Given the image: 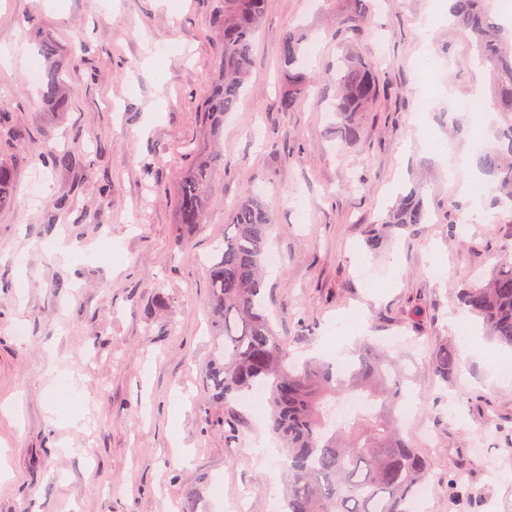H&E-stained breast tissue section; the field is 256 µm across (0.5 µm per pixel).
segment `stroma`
Returning a JSON list of instances; mask_svg holds the SVG:
<instances>
[{"label": "stroma", "instance_id": "stroma-1", "mask_svg": "<svg viewBox=\"0 0 512 512\" xmlns=\"http://www.w3.org/2000/svg\"><path fill=\"white\" fill-rule=\"evenodd\" d=\"M216 0H0V160L16 192L0 206V512H285L280 453L264 455L265 404L245 409L235 437L213 400L206 264L224 244L229 207L261 188L281 256L266 292L295 356L324 357L342 339L399 343L414 389L401 432L428 458L425 512H512V350L486 336L484 356L459 360L447 383L428 363L460 345V275L512 254V224L448 235L461 202L448 160L479 172L475 135L493 141L504 116L490 74L472 63L471 35L448 0H377L360 38L336 32L349 0H268L248 93L224 119V169L204 224L182 231L176 188L190 154L210 141L200 104L220 43ZM316 44L324 76L352 51L380 61L383 92L364 137L338 150L333 85L282 110L279 48L288 33ZM52 40L56 56L40 55ZM58 69L66 111L41 98L31 67ZM77 162L52 169L46 147ZM419 186L427 223L379 253L365 242L397 195ZM38 203H30L31 187ZM122 253L112 262L103 242ZM444 267L442 279L427 267ZM159 294L168 307L145 317ZM423 306V320L412 315ZM362 315L347 335L337 319ZM24 325L25 335L15 333ZM313 338L300 340L302 326ZM68 378L69 394L59 390ZM463 472L458 492L448 476Z\"/></svg>", "mask_w": 512, "mask_h": 512}]
</instances>
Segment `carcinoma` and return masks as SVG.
Here are the masks:
<instances>
[{
  "label": "carcinoma",
  "mask_w": 512,
  "mask_h": 512,
  "mask_svg": "<svg viewBox=\"0 0 512 512\" xmlns=\"http://www.w3.org/2000/svg\"><path fill=\"white\" fill-rule=\"evenodd\" d=\"M267 0H217L211 17L223 56L213 86L201 105L213 147L199 154L177 186V224L193 229L204 223L212 181L224 168L218 137L224 115L237 109L247 89L254 38ZM372 9L371 0H354L353 11L336 21V29L359 34ZM452 17L472 37V60L490 71L499 111L512 115V30L498 22L489 0H452ZM305 37L292 32L279 58L286 92L282 107L294 110L320 78L302 69ZM336 137L344 146L362 136V116L380 96L375 61L356 53L336 63ZM62 73L50 70L41 81L44 100L60 111L68 107ZM43 162L66 167L68 153L48 147ZM481 170L492 177L486 193L497 222L512 224V121L495 132V144L480 154ZM14 180L0 160V205L13 196ZM429 218L414 192L400 197L382 219L385 232L366 240L381 251L400 230ZM272 214L258 194L247 193L233 206L224 229V246L207 266L208 314L213 353L206 373L212 395L224 403L229 430L237 423L235 405L256 389L266 394L269 431L281 444V465L288 478L287 512H412L416 490L430 462L400 431L397 410L405 387L396 361L386 350L367 344L343 366L306 359L297 362L288 341L276 332L267 313L264 261ZM458 300L480 318L498 342L512 347V257L505 256L489 274L466 273ZM457 353L443 343L432 357L431 374L448 382ZM380 401L379 411L343 422L329 420L330 408L350 394Z\"/></svg>",
  "instance_id": "obj_1"
}]
</instances>
